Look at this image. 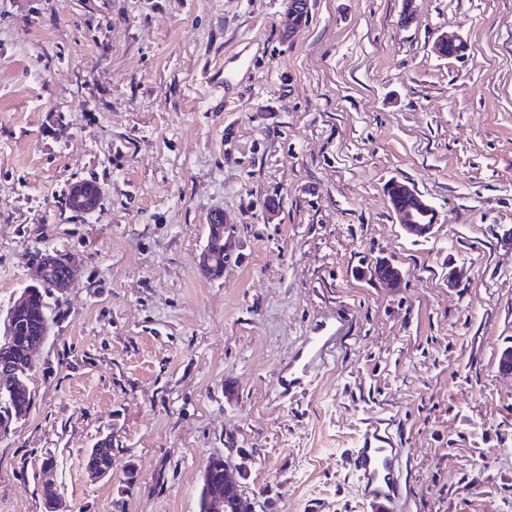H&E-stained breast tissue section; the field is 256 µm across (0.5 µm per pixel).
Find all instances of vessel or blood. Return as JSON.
I'll list each match as a JSON object with an SVG mask.
<instances>
[{"instance_id":"obj_1","label":"vessel or blood","mask_w":512,"mask_h":512,"mask_svg":"<svg viewBox=\"0 0 512 512\" xmlns=\"http://www.w3.org/2000/svg\"><path fill=\"white\" fill-rule=\"evenodd\" d=\"M326 343V337H308L297 367L299 374L308 373L310 367L321 360ZM352 455L355 471L368 487L369 498L377 503L390 504L401 496L406 481L395 469L401 451L394 448L388 428L375 426L367 429L362 445L353 449Z\"/></svg>"}]
</instances>
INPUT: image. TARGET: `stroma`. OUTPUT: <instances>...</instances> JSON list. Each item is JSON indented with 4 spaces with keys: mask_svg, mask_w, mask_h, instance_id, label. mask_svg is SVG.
I'll list each match as a JSON object with an SVG mask.
<instances>
[{
    "mask_svg": "<svg viewBox=\"0 0 512 512\" xmlns=\"http://www.w3.org/2000/svg\"><path fill=\"white\" fill-rule=\"evenodd\" d=\"M417 5L404 26L402 0H308L290 32L288 0H0V318L40 254L77 266L0 437V512H47L48 461L67 512H199L215 457L256 512H380L349 464L379 423L393 512H512V0ZM387 195L397 221L412 235H428L433 224V208L407 184L393 181L387 186ZM100 188L96 185L85 183L69 193L68 202L75 212L92 211L98 202ZM221 225H223L221 233L219 235L216 233L215 238L208 237L207 243L200 256L202 269L213 275H219L223 272L222 265L218 264L217 261L224 265V257L230 247V237L229 235L226 236V224H222L221 222ZM222 250L224 251V256H219L217 259L218 254ZM327 341L328 336H308L304 350L299 359L301 362L296 369L297 373L305 376L310 367L318 360H321Z\"/></svg>",
    "mask_w": 512,
    "mask_h": 512,
    "instance_id": "stroma-1",
    "label": "stroma"
}]
</instances>
